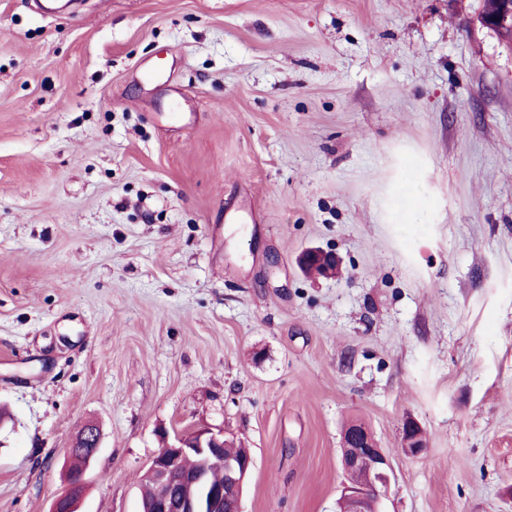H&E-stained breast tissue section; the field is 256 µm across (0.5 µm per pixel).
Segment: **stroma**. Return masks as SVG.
I'll use <instances>...</instances> for the list:
<instances>
[{
	"label": "stroma",
	"instance_id": "obj_1",
	"mask_svg": "<svg viewBox=\"0 0 512 512\" xmlns=\"http://www.w3.org/2000/svg\"><path fill=\"white\" fill-rule=\"evenodd\" d=\"M480 7L0 0V512H49L89 424L78 512H140L200 428L250 449L243 512H336L352 420L379 512H512V52ZM421 429L413 419H406L402 427V451L404 454L417 457L426 450V442L420 439L419 436L411 438V435ZM83 431V430H82ZM80 432L79 437L75 439L72 446L67 448V455H72L75 452L87 454V462L94 457L100 445V435L97 428L87 426L83 432ZM75 453L70 458L74 460L73 465L69 468L70 471L80 472L84 470L86 464V455Z\"/></svg>",
	"mask_w": 512,
	"mask_h": 512
}]
</instances>
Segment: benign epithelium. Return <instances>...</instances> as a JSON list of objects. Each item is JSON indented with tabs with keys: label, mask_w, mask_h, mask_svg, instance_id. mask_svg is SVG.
<instances>
[{
	"label": "benign epithelium",
	"mask_w": 512,
	"mask_h": 512,
	"mask_svg": "<svg viewBox=\"0 0 512 512\" xmlns=\"http://www.w3.org/2000/svg\"><path fill=\"white\" fill-rule=\"evenodd\" d=\"M481 26L492 30L501 45L512 49V0H481L477 15ZM304 265L319 267L322 275L336 268V256L329 252L310 251L303 256ZM419 425L412 419L402 427V451L417 457L426 450V442L412 434ZM97 428L88 426L75 439L67 454H87L92 459L99 448ZM224 433L209 429L196 430L176 437V443L168 445L154 456L145 470L154 485V496L148 505L149 512H243L241 506L242 485L252 466L251 456L238 459L224 457ZM190 456L198 459L194 471L184 470V460ZM343 470L347 473L365 471L369 482L346 483L338 499L341 512H369L366 504L378 497L390 482V463L371 434L362 430H345L341 452ZM220 466L224 471V483L207 481L208 471ZM66 491L52 502L50 512H75V504L81 495L85 478L81 473H69Z\"/></svg>",
	"instance_id": "obj_1"
}]
</instances>
